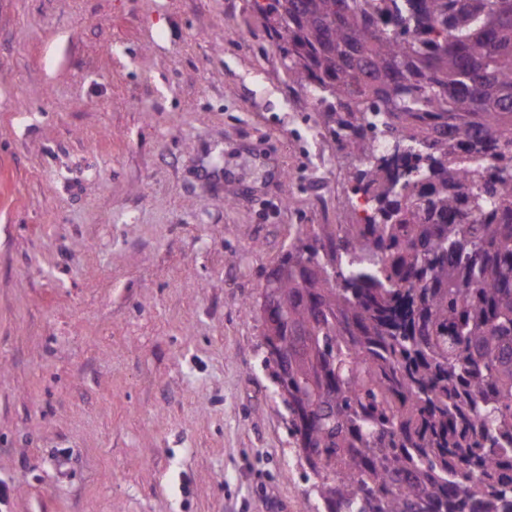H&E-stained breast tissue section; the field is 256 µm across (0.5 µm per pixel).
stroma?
Listing matches in <instances>:
<instances>
[{
	"label": "stroma",
	"instance_id": "35a3bbf8",
	"mask_svg": "<svg viewBox=\"0 0 512 512\" xmlns=\"http://www.w3.org/2000/svg\"><path fill=\"white\" fill-rule=\"evenodd\" d=\"M320 122L251 0H0V512H319L261 303Z\"/></svg>",
	"mask_w": 512,
	"mask_h": 512
}]
</instances>
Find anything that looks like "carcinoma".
Wrapping results in <instances>:
<instances>
[{
	"mask_svg": "<svg viewBox=\"0 0 512 512\" xmlns=\"http://www.w3.org/2000/svg\"><path fill=\"white\" fill-rule=\"evenodd\" d=\"M505 5L257 6L370 201L364 220L301 231L265 288L278 394L323 512H512ZM479 157L493 165L467 186Z\"/></svg>",
	"mask_w": 512,
	"mask_h": 512,
	"instance_id": "obj_1",
	"label": "carcinoma"
}]
</instances>
